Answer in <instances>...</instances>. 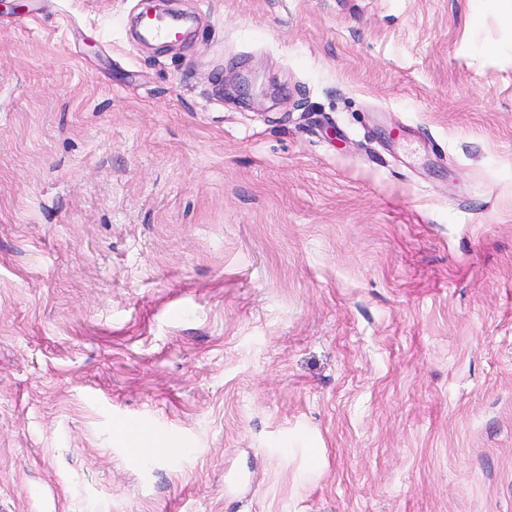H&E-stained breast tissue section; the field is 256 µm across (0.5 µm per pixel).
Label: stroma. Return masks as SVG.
<instances>
[{
	"mask_svg": "<svg viewBox=\"0 0 512 512\" xmlns=\"http://www.w3.org/2000/svg\"><path fill=\"white\" fill-rule=\"evenodd\" d=\"M143 8L0 0V512H512V0Z\"/></svg>",
	"mask_w": 512,
	"mask_h": 512,
	"instance_id": "1",
	"label": "stroma"
}]
</instances>
